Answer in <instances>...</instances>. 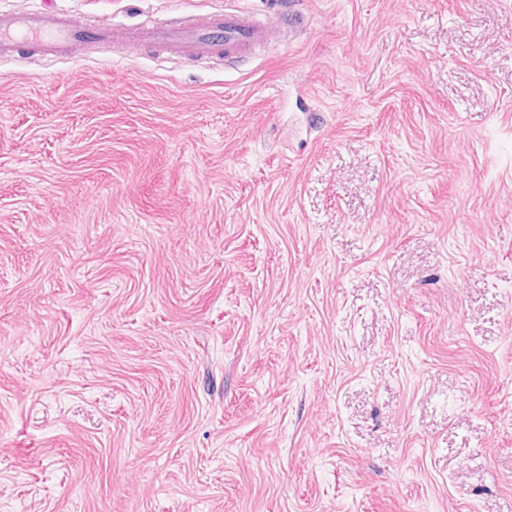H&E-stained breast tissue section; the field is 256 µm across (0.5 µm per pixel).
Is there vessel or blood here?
Here are the masks:
<instances>
[{"label": "vessel or blood", "mask_w": 512, "mask_h": 512, "mask_svg": "<svg viewBox=\"0 0 512 512\" xmlns=\"http://www.w3.org/2000/svg\"><path fill=\"white\" fill-rule=\"evenodd\" d=\"M276 26L275 20L260 21L251 14L233 11L155 26L144 31L139 41L163 54L185 47L198 60L219 56L231 60L247 54ZM86 33L111 42L122 38L125 31L108 21L68 26L48 15L44 0H32L31 6L21 11L0 13V61L16 59L26 47L53 56L59 49L81 42Z\"/></svg>", "instance_id": "obj_1"}]
</instances>
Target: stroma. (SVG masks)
<instances>
[{"mask_svg": "<svg viewBox=\"0 0 512 512\" xmlns=\"http://www.w3.org/2000/svg\"><path fill=\"white\" fill-rule=\"evenodd\" d=\"M237 8L233 62H0V512H512V0Z\"/></svg>", "mask_w": 512, "mask_h": 512, "instance_id": "obj_1", "label": "stroma"}]
</instances>
